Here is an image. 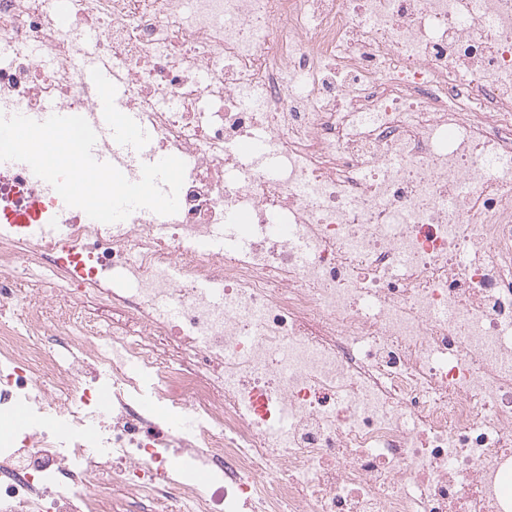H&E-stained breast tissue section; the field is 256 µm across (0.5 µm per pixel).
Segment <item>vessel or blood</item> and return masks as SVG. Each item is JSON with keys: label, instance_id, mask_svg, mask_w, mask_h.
<instances>
[{"label": "vessel or blood", "instance_id": "b4317fda", "mask_svg": "<svg viewBox=\"0 0 512 512\" xmlns=\"http://www.w3.org/2000/svg\"><path fill=\"white\" fill-rule=\"evenodd\" d=\"M86 85L99 97V107L92 127L97 136L117 135L121 150L139 151L146 147L151 136L136 120L126 113L123 120H114V112L121 110L123 89L114 82L110 71L95 63H87L84 70Z\"/></svg>", "mask_w": 512, "mask_h": 512}]
</instances>
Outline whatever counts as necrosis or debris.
Wrapping results in <instances>:
<instances>
[{
  "mask_svg": "<svg viewBox=\"0 0 512 512\" xmlns=\"http://www.w3.org/2000/svg\"><path fill=\"white\" fill-rule=\"evenodd\" d=\"M89 57L185 180L0 169V512H512V0H0V113Z\"/></svg>",
  "mask_w": 512,
  "mask_h": 512,
  "instance_id": "necrosis-or-debris-1",
  "label": "necrosis or debris"
}]
</instances>
